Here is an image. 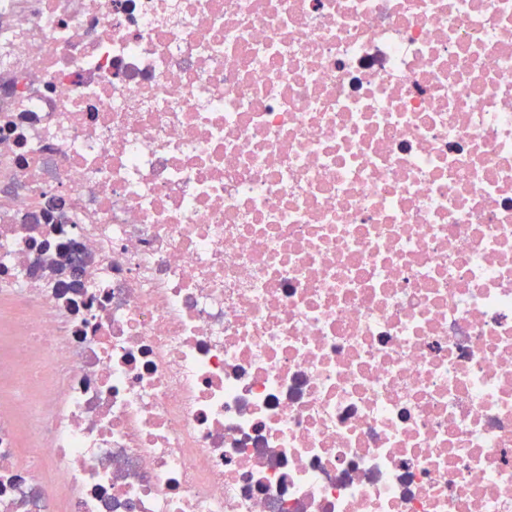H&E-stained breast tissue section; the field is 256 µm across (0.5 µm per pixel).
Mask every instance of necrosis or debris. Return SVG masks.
I'll return each mask as SVG.
<instances>
[{"label":"necrosis or debris","mask_w":512,"mask_h":512,"mask_svg":"<svg viewBox=\"0 0 512 512\" xmlns=\"http://www.w3.org/2000/svg\"><path fill=\"white\" fill-rule=\"evenodd\" d=\"M0 512H512V0H0Z\"/></svg>","instance_id":"necrosis-or-debris-1"}]
</instances>
